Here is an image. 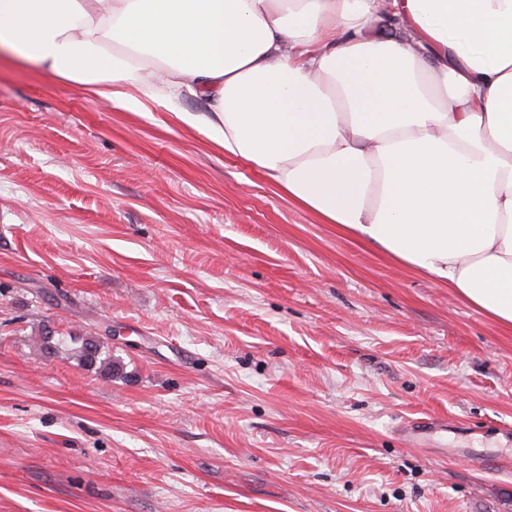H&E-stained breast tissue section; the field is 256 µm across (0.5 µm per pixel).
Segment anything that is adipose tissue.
I'll return each mask as SVG.
<instances>
[{"instance_id":"obj_1","label":"adipose tissue","mask_w":512,"mask_h":512,"mask_svg":"<svg viewBox=\"0 0 512 512\" xmlns=\"http://www.w3.org/2000/svg\"><path fill=\"white\" fill-rule=\"evenodd\" d=\"M0 48L130 112L164 100L512 328V0H0Z\"/></svg>"}]
</instances>
